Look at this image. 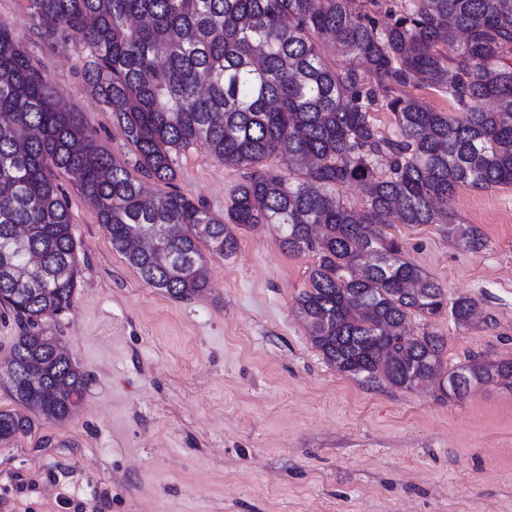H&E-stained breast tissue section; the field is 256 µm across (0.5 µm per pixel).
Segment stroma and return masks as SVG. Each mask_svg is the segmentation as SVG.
<instances>
[{
	"label": "stroma",
	"mask_w": 512,
	"mask_h": 512,
	"mask_svg": "<svg viewBox=\"0 0 512 512\" xmlns=\"http://www.w3.org/2000/svg\"><path fill=\"white\" fill-rule=\"evenodd\" d=\"M9 25L67 108L114 159L134 153L90 97L73 38L44 41L21 7ZM246 169L201 146L182 151L174 189L223 216ZM81 280L50 321L88 384L64 424L35 418L0 444V512H512V391L436 385L369 388L315 348L296 299L314 254L284 252L274 227L238 229L239 248L207 253L210 286L189 299L150 287L112 247L93 206L58 170ZM453 222L487 244L464 248L444 224H389L402 258L470 323L411 315L412 336H443L444 371L473 356L512 360V185L457 187Z\"/></svg>",
	"instance_id": "1"
}]
</instances>
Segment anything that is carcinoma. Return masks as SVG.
<instances>
[{
	"instance_id": "obj_1",
	"label": "carcinoma",
	"mask_w": 512,
	"mask_h": 512,
	"mask_svg": "<svg viewBox=\"0 0 512 512\" xmlns=\"http://www.w3.org/2000/svg\"><path fill=\"white\" fill-rule=\"evenodd\" d=\"M48 39L85 52L89 92L112 112L135 167L176 178L181 150L198 144L249 169L222 218L177 191L151 194L103 150L11 28L0 23V306L21 328L0 369L16 404L0 410V442L26 436L31 415L63 423L83 399L85 375L44 321L70 308L79 267L69 208L53 170L72 176L112 247L142 280L175 299L209 286L199 248L229 257L235 229L271 224L290 254L316 253L296 300L311 340L338 371L368 387L412 389L441 369L443 337L406 335L408 315L467 324L477 303H447L443 287L382 226L441 224L460 185L512 184V0H22ZM385 13L381 24L377 15ZM452 32L464 39L445 55ZM346 57L331 66L318 40ZM364 64L373 81L358 71ZM448 95L458 115L404 89ZM490 102L493 108H485ZM392 112L399 136L372 119ZM279 160L272 169L267 160ZM310 164L292 176L291 164ZM355 185L366 209L336 189ZM472 251L478 228L448 225ZM439 381L512 390V361L474 357Z\"/></svg>"
}]
</instances>
